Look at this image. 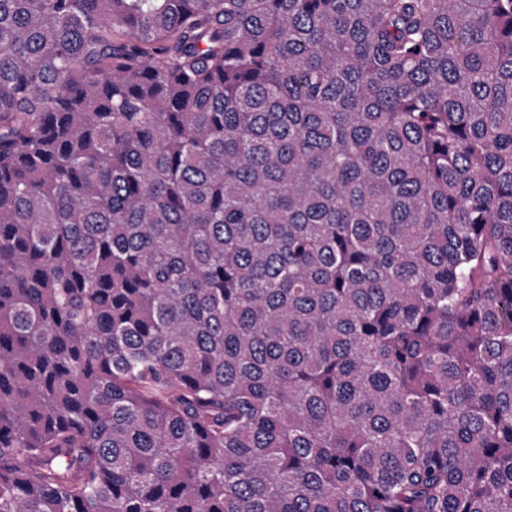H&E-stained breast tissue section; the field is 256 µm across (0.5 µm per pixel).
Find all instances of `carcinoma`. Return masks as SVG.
<instances>
[{
	"instance_id": "obj_1",
	"label": "carcinoma",
	"mask_w": 512,
	"mask_h": 512,
	"mask_svg": "<svg viewBox=\"0 0 512 512\" xmlns=\"http://www.w3.org/2000/svg\"><path fill=\"white\" fill-rule=\"evenodd\" d=\"M0 512H512V0H0Z\"/></svg>"
}]
</instances>
